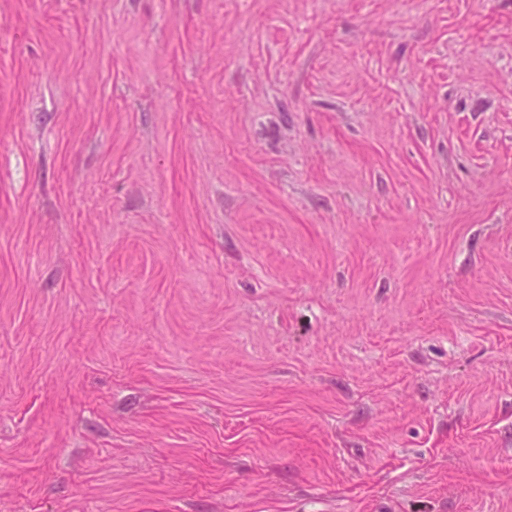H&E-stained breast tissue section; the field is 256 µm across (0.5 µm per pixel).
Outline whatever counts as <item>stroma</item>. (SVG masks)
<instances>
[{
    "instance_id": "1",
    "label": "stroma",
    "mask_w": 512,
    "mask_h": 512,
    "mask_svg": "<svg viewBox=\"0 0 512 512\" xmlns=\"http://www.w3.org/2000/svg\"><path fill=\"white\" fill-rule=\"evenodd\" d=\"M0 512H512V0H0Z\"/></svg>"
}]
</instances>
